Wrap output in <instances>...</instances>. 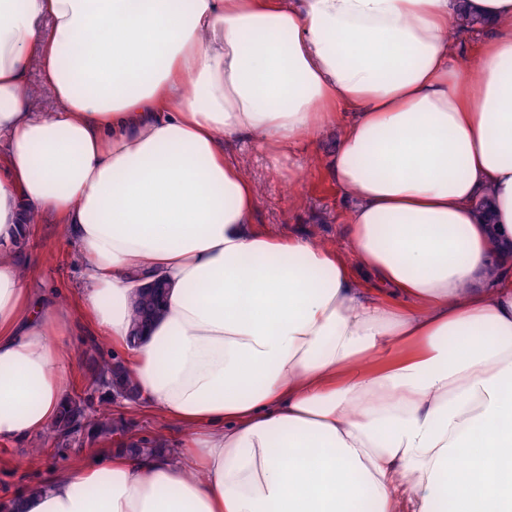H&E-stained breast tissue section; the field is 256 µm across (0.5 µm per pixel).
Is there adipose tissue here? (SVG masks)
<instances>
[{
    "mask_svg": "<svg viewBox=\"0 0 512 512\" xmlns=\"http://www.w3.org/2000/svg\"><path fill=\"white\" fill-rule=\"evenodd\" d=\"M333 124L347 251L257 225L224 148ZM46 215L84 258L69 304L14 252ZM82 323L180 450L0 512H512V0H0V443L55 424ZM30 80L35 88L37 102L36 105L41 112H52L56 109V102L52 97L50 89L44 85L41 76L39 63L34 61L30 69ZM167 288L162 280H155L149 288H140L132 306V335L150 323L160 312L159 302L163 290Z\"/></svg>",
    "mask_w": 512,
    "mask_h": 512,
    "instance_id": "obj_1",
    "label": "adipose tissue"
}]
</instances>
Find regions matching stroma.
Here are the masks:
<instances>
[{
	"instance_id": "stroma-1",
	"label": "stroma",
	"mask_w": 512,
	"mask_h": 512,
	"mask_svg": "<svg viewBox=\"0 0 512 512\" xmlns=\"http://www.w3.org/2000/svg\"><path fill=\"white\" fill-rule=\"evenodd\" d=\"M338 132V127H330L319 140L306 144L292 156L276 160L255 151L248 143L233 144L234 154L256 184V223L286 235L347 246L342 215L349 201L327 167V158L334 149ZM17 250L32 260L26 281L28 287L39 289L63 303L74 300L79 294L83 257L77 247L67 241L63 225L53 217H43L37 223L35 233L26 236ZM71 346L78 364L74 371V389L88 391L89 384L82 369L87 356L111 358L112 346L88 328L80 329L72 337ZM106 410L112 418L125 421L137 436L149 439L156 432H163L170 448H177L183 437L182 428L161 424L152 414L125 409L120 403L108 404ZM36 448L41 449V456H33L32 451ZM93 448V443L86 442L79 453L62 454L52 441L41 435L23 447L0 444V458L6 461L0 468V494L20 483L49 478L76 457L88 456Z\"/></svg>"
}]
</instances>
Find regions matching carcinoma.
<instances>
[{
  "instance_id": "cac0c4a2",
  "label": "carcinoma",
  "mask_w": 512,
  "mask_h": 512,
  "mask_svg": "<svg viewBox=\"0 0 512 512\" xmlns=\"http://www.w3.org/2000/svg\"><path fill=\"white\" fill-rule=\"evenodd\" d=\"M166 283L155 281L148 288L138 290L132 306V331L138 333L144 326L150 323L160 312L159 302ZM87 376L92 385L104 391L108 397H120L130 399L134 395V388L130 376L124 366L118 361L89 359L87 364ZM91 424L88 435L93 440H110L115 436L125 435L123 447L130 453L143 450V446L153 448L166 446L163 436L154 440H133L129 437L130 429L120 421L107 418L89 404L86 397L77 395L70 399L63 409L57 422L48 431V437L57 443V448L65 450L69 448L71 441L83 435L82 423Z\"/></svg>"
}]
</instances>
